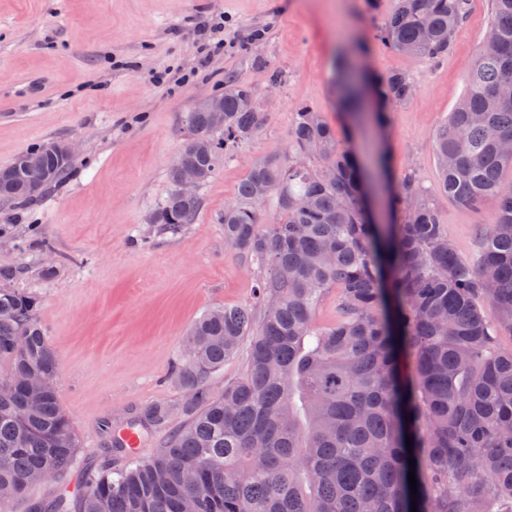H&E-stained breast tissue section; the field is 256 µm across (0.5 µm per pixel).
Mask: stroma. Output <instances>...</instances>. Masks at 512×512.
Masks as SVG:
<instances>
[{"instance_id": "1", "label": "stroma", "mask_w": 512, "mask_h": 512, "mask_svg": "<svg viewBox=\"0 0 512 512\" xmlns=\"http://www.w3.org/2000/svg\"><path fill=\"white\" fill-rule=\"evenodd\" d=\"M395 0H0V167L31 146L76 141L72 168L38 200L0 201V266L16 268L18 292L59 360L58 391L81 448L67 485L33 486L30 501L78 495L86 473L120 465L110 431L155 402L176 404L170 372L182 340L206 310L249 304V261L225 245L217 217L236 203L255 158L284 154L295 112H320L341 147L362 158L385 152L394 176L413 171L432 192L458 254L478 256L490 208L470 210L442 195L433 136L465 89V70L484 43L491 0H471L447 55L396 52L374 36ZM224 48L210 58L208 40ZM367 75L410 74L415 93L391 107L386 125L352 128L332 82L338 54ZM281 75L270 84V70ZM250 85L270 120L199 190L202 205L180 233L145 217L166 197L168 168L189 132L195 100L225 79ZM53 249L44 276L40 241Z\"/></svg>"}]
</instances>
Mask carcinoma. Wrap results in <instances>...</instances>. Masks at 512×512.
Segmentation results:
<instances>
[{
	"mask_svg": "<svg viewBox=\"0 0 512 512\" xmlns=\"http://www.w3.org/2000/svg\"><path fill=\"white\" fill-rule=\"evenodd\" d=\"M469 6L397 0L375 37L439 59ZM491 8L466 90L435 134L440 192L494 211L480 229L479 256L457 254L412 172L387 193L389 222L375 220L368 188L391 180L387 157L363 166L319 113L299 107L288 153L255 159L237 202L217 217L224 243L260 273V321L247 306L205 312L171 373L180 401L153 403L131 422L164 432L156 449L103 466L75 499L33 501L30 512H411V459L417 512H493L512 502V352L497 345L501 331L512 332V183L502 182L512 166V0ZM335 81L355 120L370 97L384 108L415 92L404 72L361 84L347 57ZM223 98L221 124L210 112L185 115L181 159L202 186L269 120L247 85L225 80ZM49 145L0 168L1 201H29L68 172L72 163ZM31 157L49 172L37 191L22 175ZM317 158L327 164L310 167ZM168 181L154 214L160 231L177 234L201 200L177 191L172 169ZM15 276L0 267V512H12L46 471L62 483L80 448L36 298L8 287ZM329 289L336 321L319 326L316 308ZM244 345L240 375L213 386ZM33 374L42 379L34 394L26 386Z\"/></svg>",
	"mask_w": 512,
	"mask_h": 512,
	"instance_id": "1",
	"label": "carcinoma"
}]
</instances>
